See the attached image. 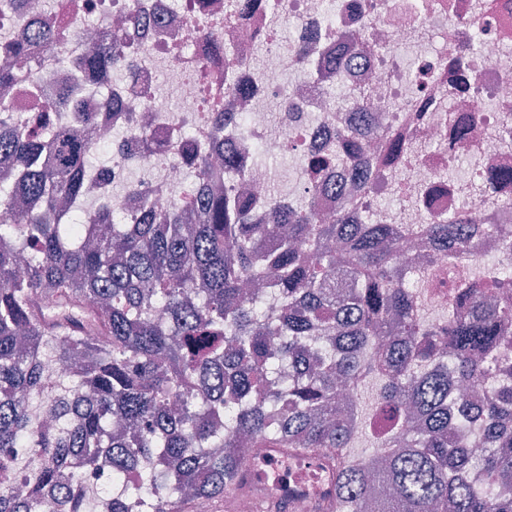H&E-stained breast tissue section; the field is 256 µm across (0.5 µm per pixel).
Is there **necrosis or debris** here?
Wrapping results in <instances>:
<instances>
[{
	"label": "necrosis or debris",
	"mask_w": 512,
	"mask_h": 512,
	"mask_svg": "<svg viewBox=\"0 0 512 512\" xmlns=\"http://www.w3.org/2000/svg\"><path fill=\"white\" fill-rule=\"evenodd\" d=\"M0 0V47L31 43L44 20L64 38L41 53L30 87L65 86L76 104L97 113L101 140L118 164L91 173L78 204L83 223L97 221L101 198L140 223L151 207L166 221L188 189L187 144H209L218 113L231 116L224 135L247 163L225 174L232 189L248 184L260 212L310 201L322 218L350 215L356 224H407L457 215L468 224L512 223V181L473 195V177L512 170V0ZM140 7L151 24L129 22ZM289 39H281L283 28ZM119 32L136 67L121 82L87 79L78 63L93 43ZM224 45L214 57L212 38ZM369 112L402 141L390 159L369 140L362 159L374 188H316L304 168L284 176L270 166L286 153L336 158L345 173L351 117ZM156 150L143 149L142 138ZM266 162L253 164L254 155ZM138 184H129L128 168ZM396 194L391 208L379 195Z\"/></svg>",
	"instance_id": "4bbe7bcc"
}]
</instances>
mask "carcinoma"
Segmentation results:
<instances>
[{
	"label": "carcinoma",
	"mask_w": 512,
	"mask_h": 512,
	"mask_svg": "<svg viewBox=\"0 0 512 512\" xmlns=\"http://www.w3.org/2000/svg\"><path fill=\"white\" fill-rule=\"evenodd\" d=\"M59 37L45 20L39 45L56 52ZM37 64L20 45L1 49L0 83ZM131 64L112 37L85 60L90 73ZM34 97L46 112L71 108L64 89ZM212 137L192 156L210 183L224 176L211 153L238 163L223 123ZM91 154L68 129L36 138L0 122V165L16 170L0 185V512H90V493L71 487L100 453L123 488L113 512H137L145 496L152 512L199 501L222 512L225 495L249 487L242 436L265 448L336 449L326 512H361L375 478L393 490L374 500L376 512H512L498 494L512 480V383L478 410L454 392L482 383L512 349L502 332L512 264L497 265L490 282L459 281L440 326L419 309L424 277L394 269L401 228L344 213L325 223L307 202L274 224L248 197L209 188L174 203L168 224H119L107 202L98 215L110 232L81 247L86 225L50 217L85 195ZM17 193L32 201L22 214L10 210ZM480 233L460 217L419 230L430 252L450 257ZM93 297L107 304L90 308ZM47 351L73 373L59 393L46 386ZM284 364L294 380L279 388L272 377ZM339 376L360 390L349 409ZM477 427L485 449L475 458L466 448ZM363 437L386 450L377 475L371 455L345 452ZM18 448L45 457L24 497L11 491Z\"/></svg>",
	"instance_id": "obj_1"
}]
</instances>
